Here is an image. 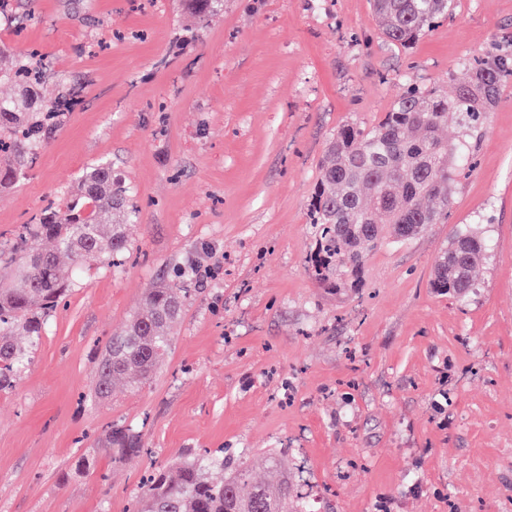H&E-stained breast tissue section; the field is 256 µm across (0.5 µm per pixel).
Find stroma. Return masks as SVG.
Wrapping results in <instances>:
<instances>
[{"mask_svg": "<svg viewBox=\"0 0 512 512\" xmlns=\"http://www.w3.org/2000/svg\"><path fill=\"white\" fill-rule=\"evenodd\" d=\"M13 9L22 30L0 43L47 55L39 92L66 114L0 191V255L101 161L139 218L123 264L88 271L0 392V512H130L152 463L219 448L258 479L279 451L311 512H512V78L443 223L385 240L359 289L306 269L336 129L375 124L410 85L452 93L469 63L512 50V0H459L407 51L369 0H224L202 29L183 0ZM468 225L492 252L462 303L430 280ZM177 267L194 296L160 369L95 398L109 340ZM119 420L140 455L111 449Z\"/></svg>", "mask_w": 512, "mask_h": 512, "instance_id": "1", "label": "stroma"}]
</instances>
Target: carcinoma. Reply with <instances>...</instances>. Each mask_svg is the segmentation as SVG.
<instances>
[{"instance_id": "obj_1", "label": "carcinoma", "mask_w": 512, "mask_h": 512, "mask_svg": "<svg viewBox=\"0 0 512 512\" xmlns=\"http://www.w3.org/2000/svg\"><path fill=\"white\" fill-rule=\"evenodd\" d=\"M183 2L202 26L223 5V0ZM371 2L386 40L403 48L454 7V0ZM5 57L10 64L0 66V79H12L20 95L0 101V151L6 147L13 155V164L0 169L1 190L24 177L41 145L43 113L53 112L32 88L42 77L39 54L1 43L0 60ZM510 76L512 54H498L467 69L451 96L409 86L377 123L367 128L351 122L336 131L308 201L314 228L308 268L319 283L335 291L355 286L366 256L382 243L384 227L406 241L446 218L451 172L463 162L467 139ZM450 118L459 128L455 143L441 136ZM138 215L126 181L102 162L80 176L76 192L62 205L41 211L25 226L22 237L33 244L19 258L0 264V392L16 388L31 359L32 351L16 337L38 344L50 317L77 284L61 275L58 256H70L82 273L113 265L130 247L127 227ZM489 251L486 237L457 232L435 261L431 287L466 301L475 268ZM16 277L25 287L10 286ZM190 300L188 289L167 283L146 290L141 311L112 337L98 363L95 396L109 397L117 380L134 388L148 383L170 347L169 326ZM111 439L124 456L141 452L139 436L122 425H114ZM264 468L265 479L244 494L241 485L251 476L247 462L190 455L154 472L135 497L133 512H303L278 454H268Z\"/></svg>"}]
</instances>
